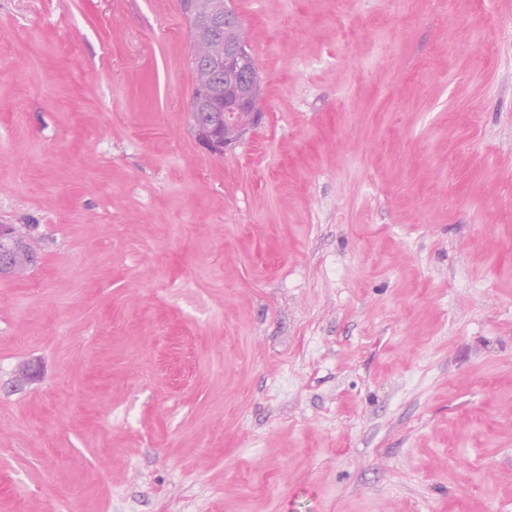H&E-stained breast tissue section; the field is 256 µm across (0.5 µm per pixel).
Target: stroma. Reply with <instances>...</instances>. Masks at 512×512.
I'll list each match as a JSON object with an SVG mask.
<instances>
[{"instance_id": "obj_1", "label": "stroma", "mask_w": 512, "mask_h": 512, "mask_svg": "<svg viewBox=\"0 0 512 512\" xmlns=\"http://www.w3.org/2000/svg\"><path fill=\"white\" fill-rule=\"evenodd\" d=\"M232 6L220 157L179 0H0V512H512V5ZM181 8L189 20L194 47L191 58L196 81L188 108L191 126L206 151L224 155L260 121L258 69L242 24L227 36L248 50L224 39V29L237 23L228 0H182Z\"/></svg>"}]
</instances>
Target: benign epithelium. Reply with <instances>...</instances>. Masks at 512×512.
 <instances>
[{"mask_svg": "<svg viewBox=\"0 0 512 512\" xmlns=\"http://www.w3.org/2000/svg\"><path fill=\"white\" fill-rule=\"evenodd\" d=\"M181 8L190 23L196 72L191 126L206 151L222 155L260 121L258 69L246 47L224 38L237 23L229 0H181Z\"/></svg>", "mask_w": 512, "mask_h": 512, "instance_id": "benign-epithelium-1", "label": "benign epithelium"}]
</instances>
